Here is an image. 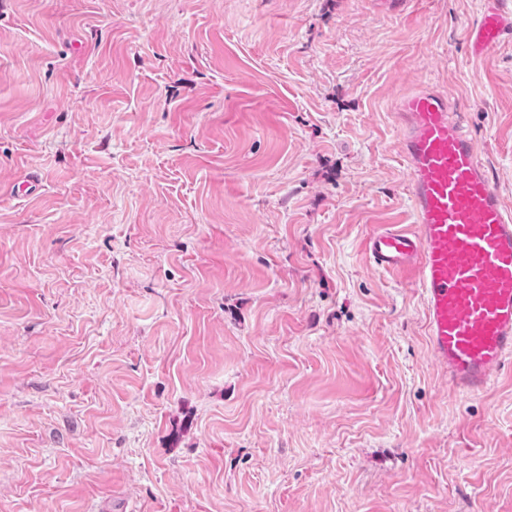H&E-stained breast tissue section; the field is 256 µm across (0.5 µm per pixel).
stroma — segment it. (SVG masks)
I'll return each instance as SVG.
<instances>
[{"mask_svg": "<svg viewBox=\"0 0 512 512\" xmlns=\"http://www.w3.org/2000/svg\"><path fill=\"white\" fill-rule=\"evenodd\" d=\"M481 4L0 0V512H512V365L457 394L363 254L418 86L512 209Z\"/></svg>", "mask_w": 512, "mask_h": 512, "instance_id": "35a3bbf8", "label": "stroma"}]
</instances>
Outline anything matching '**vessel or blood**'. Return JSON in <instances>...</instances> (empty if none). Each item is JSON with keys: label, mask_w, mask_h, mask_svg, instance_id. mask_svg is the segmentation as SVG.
<instances>
[{"label": "vessel or blood", "mask_w": 512, "mask_h": 512, "mask_svg": "<svg viewBox=\"0 0 512 512\" xmlns=\"http://www.w3.org/2000/svg\"><path fill=\"white\" fill-rule=\"evenodd\" d=\"M509 34L512 0H484L468 30L472 55ZM396 118L414 228L376 226L365 239L366 260L413 275L435 361L457 393L479 395L512 360V210L447 97L414 90L401 97Z\"/></svg>", "instance_id": "b4317fda"}]
</instances>
